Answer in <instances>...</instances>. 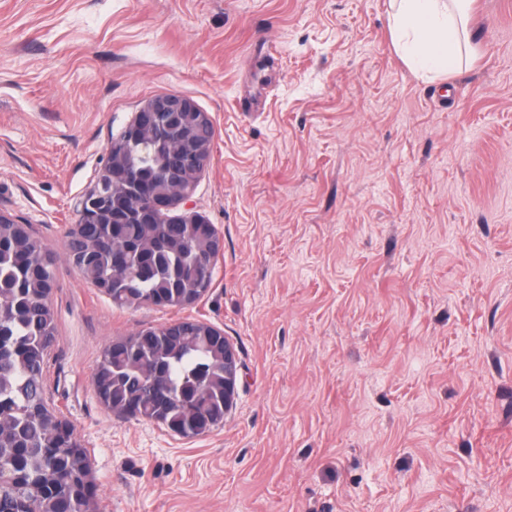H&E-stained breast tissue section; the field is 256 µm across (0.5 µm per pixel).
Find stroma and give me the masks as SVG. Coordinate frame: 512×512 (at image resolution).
Wrapping results in <instances>:
<instances>
[{"label":"stroma","mask_w":512,"mask_h":512,"mask_svg":"<svg viewBox=\"0 0 512 512\" xmlns=\"http://www.w3.org/2000/svg\"><path fill=\"white\" fill-rule=\"evenodd\" d=\"M389 0H0V213L56 258L46 399L97 512H512V0L471 62L416 74ZM190 97L189 207L223 240L183 309L120 308L68 257L110 144ZM191 318L238 354L224 426L102 405L112 340Z\"/></svg>","instance_id":"1"}]
</instances>
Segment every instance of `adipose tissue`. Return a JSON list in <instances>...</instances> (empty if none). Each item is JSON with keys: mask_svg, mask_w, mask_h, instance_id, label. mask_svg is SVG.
<instances>
[{"mask_svg": "<svg viewBox=\"0 0 512 512\" xmlns=\"http://www.w3.org/2000/svg\"><path fill=\"white\" fill-rule=\"evenodd\" d=\"M467 0H390L388 27L396 50L410 63L437 75L455 70L471 51L460 36Z\"/></svg>", "mask_w": 512, "mask_h": 512, "instance_id": "ef3b65f1", "label": "adipose tissue"}]
</instances>
